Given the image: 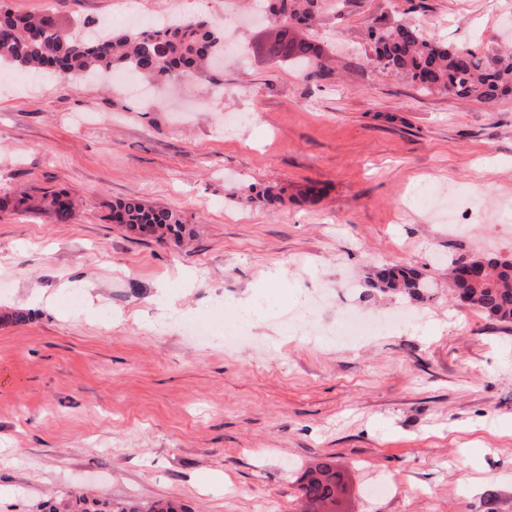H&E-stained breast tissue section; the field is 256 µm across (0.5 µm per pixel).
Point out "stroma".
I'll return each instance as SVG.
<instances>
[{"label": "stroma", "instance_id": "1", "mask_svg": "<svg viewBox=\"0 0 512 512\" xmlns=\"http://www.w3.org/2000/svg\"><path fill=\"white\" fill-rule=\"evenodd\" d=\"M8 3L114 32L132 13L205 15L246 52L148 98L0 67V196L78 201L65 224L0 209V312L25 316L0 321V512L71 494L297 512L320 462L349 512H512V324L448 288L450 263L512 259V95L419 91L367 36L405 21L494 60L512 52V0H328L295 30L323 79L262 52L268 24L242 0ZM449 187L451 216L433 213ZM132 196L181 211V242L111 223ZM385 265L432 286L366 288ZM314 295L325 335L286 334L281 315ZM249 302L247 342L225 349ZM399 307L410 319L363 342L334 335L346 313Z\"/></svg>", "mask_w": 512, "mask_h": 512}]
</instances>
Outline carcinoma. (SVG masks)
<instances>
[{"label": "carcinoma", "instance_id": "1", "mask_svg": "<svg viewBox=\"0 0 512 512\" xmlns=\"http://www.w3.org/2000/svg\"><path fill=\"white\" fill-rule=\"evenodd\" d=\"M276 30L274 39L288 37L290 28L311 22L326 0H265ZM368 36L382 69L405 78L422 91H438L460 98L494 101L512 94V57L490 63L473 52L458 51L417 27L398 23L386 29L372 28ZM223 47V37L213 22L203 16L162 22L150 31L105 32L88 39L72 33L69 26L51 14H23L0 6V65L45 71L63 82H76L95 73L131 69L148 79L171 81L205 71ZM283 58L306 63L310 73L325 76L318 55L306 41H288ZM26 213L31 209L51 213L57 222H67L74 201L62 191L46 192L35 199L26 192L6 194L0 205ZM109 219L122 225L130 237L153 235L174 239L184 224L171 209L146 206L138 198H125L112 205ZM451 288L464 304L504 324L512 323V267L488 266L477 282L450 271ZM366 286L379 291L422 294L430 283L425 273L413 267L383 269L369 277ZM339 492L336 472L328 463L318 465L301 485L303 512H334ZM48 512H178L168 500L138 507H116L109 501L89 502L71 495L51 502Z\"/></svg>", "mask_w": 512, "mask_h": 512}]
</instances>
